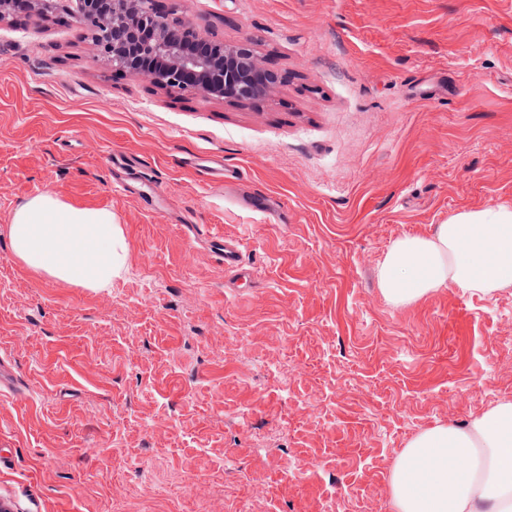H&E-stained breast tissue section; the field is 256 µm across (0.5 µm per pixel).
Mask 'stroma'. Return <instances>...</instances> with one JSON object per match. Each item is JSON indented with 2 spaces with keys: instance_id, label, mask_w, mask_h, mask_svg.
<instances>
[{
  "instance_id": "stroma-1",
  "label": "stroma",
  "mask_w": 512,
  "mask_h": 512,
  "mask_svg": "<svg viewBox=\"0 0 512 512\" xmlns=\"http://www.w3.org/2000/svg\"><path fill=\"white\" fill-rule=\"evenodd\" d=\"M156 6L282 82L167 92L96 56L70 0L0 22V506L393 512L415 435L512 401V288L395 305L377 280L397 238L512 206V0ZM43 193L111 208V290L15 258ZM214 253L224 262V269L241 275L240 242L235 239L217 238L211 241Z\"/></svg>"
}]
</instances>
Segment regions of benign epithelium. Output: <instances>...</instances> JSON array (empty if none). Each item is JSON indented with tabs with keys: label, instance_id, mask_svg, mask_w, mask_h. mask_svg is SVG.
<instances>
[{
	"label": "benign epithelium",
	"instance_id": "obj_1",
	"mask_svg": "<svg viewBox=\"0 0 512 512\" xmlns=\"http://www.w3.org/2000/svg\"><path fill=\"white\" fill-rule=\"evenodd\" d=\"M73 2V18L93 30L96 55L156 86L249 101L282 81L260 62L251 38L232 46L209 40L193 24L160 12L153 0Z\"/></svg>",
	"mask_w": 512,
	"mask_h": 512
}]
</instances>
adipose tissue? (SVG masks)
<instances>
[{
    "label": "adipose tissue",
    "instance_id": "adipose-tissue-1",
    "mask_svg": "<svg viewBox=\"0 0 512 512\" xmlns=\"http://www.w3.org/2000/svg\"><path fill=\"white\" fill-rule=\"evenodd\" d=\"M7 235L26 269L95 291L111 289L128 253L111 209L50 194L21 203ZM378 283L395 304L448 287H512V207L461 210L429 234L395 240ZM390 486L394 512H512V402L468 426L438 424L417 435L399 454Z\"/></svg>",
    "mask_w": 512,
    "mask_h": 512
}]
</instances>
